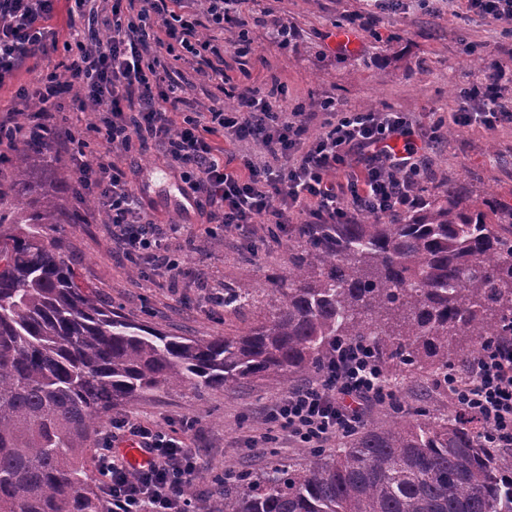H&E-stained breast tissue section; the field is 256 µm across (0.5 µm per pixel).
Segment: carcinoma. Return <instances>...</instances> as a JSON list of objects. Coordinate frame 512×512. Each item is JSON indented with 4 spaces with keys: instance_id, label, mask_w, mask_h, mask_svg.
I'll return each instance as SVG.
<instances>
[{
    "instance_id": "1",
    "label": "carcinoma",
    "mask_w": 512,
    "mask_h": 512,
    "mask_svg": "<svg viewBox=\"0 0 512 512\" xmlns=\"http://www.w3.org/2000/svg\"><path fill=\"white\" fill-rule=\"evenodd\" d=\"M49 143L29 128L0 192V512H108L85 460L97 423L162 387H278L319 371L336 342L364 340L384 371L426 372L512 336V220L454 190L404 221L295 224L288 269L267 288L224 284L240 333L172 336L76 282L67 216L45 188ZM197 512H512V454L468 413L393 417L347 447L241 474Z\"/></svg>"
}]
</instances>
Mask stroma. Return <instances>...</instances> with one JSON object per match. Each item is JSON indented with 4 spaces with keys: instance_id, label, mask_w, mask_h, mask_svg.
<instances>
[{
    "instance_id": "1",
    "label": "stroma",
    "mask_w": 512,
    "mask_h": 512,
    "mask_svg": "<svg viewBox=\"0 0 512 512\" xmlns=\"http://www.w3.org/2000/svg\"><path fill=\"white\" fill-rule=\"evenodd\" d=\"M365 9L366 0H249L252 54L237 56L230 45L232 33L209 28L206 35L220 48V57L173 65V76L183 87L180 111L223 104L229 84L241 89L278 85L288 107L311 113L303 132L307 140L323 131V118L315 109L324 97L335 98L346 111L405 112L428 128L449 124L453 99L476 79L466 59L469 50L512 68V30L468 12L465 0H441L435 10L423 0H388L368 27L356 29L353 49H336L334 33L346 29L348 16ZM282 24L295 33L291 46L280 44L275 36ZM217 68L229 76V83L214 76ZM113 158L143 194L154 222L165 224L176 217L195 235H203L205 215L187 201L179 170L169 166L160 151L151 146L128 153L118 150ZM422 184L427 201L440 197L450 185L471 208H479L489 196L512 207V124L492 130L477 124L458 128L453 138L430 152ZM53 189L68 218L63 231L78 284L126 316L174 335L207 338L242 331L254 321L255 309L227 314L207 306L202 300L204 283L232 279L263 288L269 273L288 266L287 237L270 242L254 256L247 240L228 232L214 238L210 251L196 258L185 278L172 283L160 277L146 286L131 274L129 264L113 256L98 205L79 196L72 183L57 182ZM389 384L396 404L370 405L365 425H379L416 409L438 415L448 411L447 390L422 387L414 378H393ZM284 393V388L263 381L228 390L162 388L114 406L98 424L96 436L109 434L118 418L172 431L199 456L194 488L196 497L204 498L215 488V475H259L300 460V446L286 434L264 437V415ZM187 419L195 422L189 431L183 427Z\"/></svg>"
}]
</instances>
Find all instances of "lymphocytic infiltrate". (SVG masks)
Returning a JSON list of instances; mask_svg holds the SVG:
<instances>
[{
	"instance_id": "lymphocytic-infiltrate-1",
	"label": "lymphocytic infiltrate",
	"mask_w": 512,
	"mask_h": 512,
	"mask_svg": "<svg viewBox=\"0 0 512 512\" xmlns=\"http://www.w3.org/2000/svg\"><path fill=\"white\" fill-rule=\"evenodd\" d=\"M60 0H0V88L15 86L16 99L37 104L30 124L47 127L61 98H69L71 126L57 140L59 152L77 160L82 194L99 196L112 247L130 262L148 260L154 272L176 281L199 245L185 225L160 226L147 216L144 199L126 171L91 145L99 140L130 151L134 143H154L181 169L189 197L214 230H233L258 253L267 238L287 234L299 215L312 224L351 223L356 215L390 216L416 207L428 150L444 136L441 125L424 131L404 112H341L332 99L319 102L323 132L302 140L310 115L287 109L278 90L247 87L234 91L230 106L181 112L182 87L161 71V54L193 57L213 52L200 29L233 32L237 55L251 51L243 20L245 0H170V18L155 25L157 0H137L135 16L125 0H112L106 44L96 41V19L73 0L67 30L52 24ZM64 49L62 69L47 70L35 86L16 85L30 59ZM512 70L491 63L481 80L464 91L451 113L457 126L492 129L512 124V107L502 97ZM245 144L240 167L224 158V143ZM454 404L475 416L496 448L512 447V341L485 348L464 376L449 374ZM368 344L340 342L329 366L311 383L280 398L266 419L305 448L356 431L366 409L394 400ZM134 442L145 454L138 468L119 453ZM96 467L111 512H190L185 487L198 474L195 456L163 429L119 419L96 451Z\"/></svg>"
}]
</instances>
